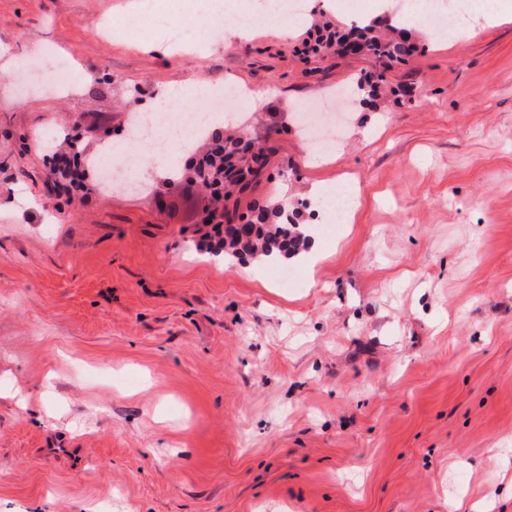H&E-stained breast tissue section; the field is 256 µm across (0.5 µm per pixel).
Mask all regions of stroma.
I'll return each instance as SVG.
<instances>
[{
  "label": "stroma",
  "mask_w": 512,
  "mask_h": 512,
  "mask_svg": "<svg viewBox=\"0 0 512 512\" xmlns=\"http://www.w3.org/2000/svg\"><path fill=\"white\" fill-rule=\"evenodd\" d=\"M182 9L131 40L139 0H0V512H512V21L449 44L408 21L418 51L382 65L302 53L315 20L347 30L377 0L193 55L165 44ZM36 40L75 94L6 81ZM379 73L328 157L299 123L268 132L266 113ZM188 80L275 89L240 210L299 211L317 243L285 263L299 283L197 250L179 183L48 206L47 147L90 152ZM344 173L358 205L327 238L313 188Z\"/></svg>",
  "instance_id": "stroma-1"
}]
</instances>
